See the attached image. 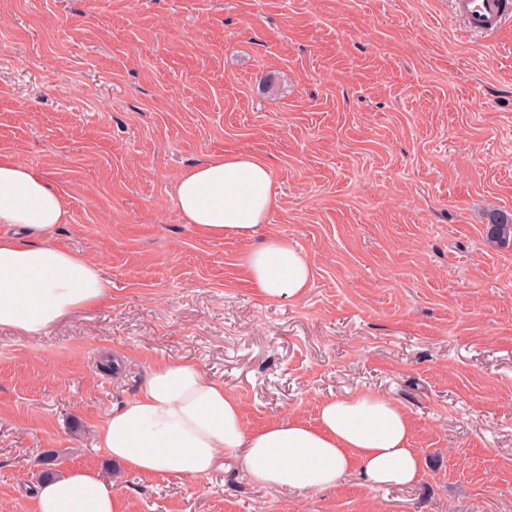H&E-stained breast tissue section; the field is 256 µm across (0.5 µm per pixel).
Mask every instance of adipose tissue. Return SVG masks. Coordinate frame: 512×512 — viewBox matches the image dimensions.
Here are the masks:
<instances>
[{"label": "adipose tissue", "instance_id": "adipose-tissue-1", "mask_svg": "<svg viewBox=\"0 0 512 512\" xmlns=\"http://www.w3.org/2000/svg\"><path fill=\"white\" fill-rule=\"evenodd\" d=\"M174 195L183 218L204 235L250 239L264 229L277 186L265 162L228 153L183 171ZM67 217L43 174L0 162V326L35 336L109 297L95 261L55 245ZM244 267L256 294L270 301L301 297L312 278L305 254L273 236L247 255ZM410 435L408 416L383 393L324 399L312 423L251 429L223 384L183 360L157 365L135 396L113 408L97 445L144 476L203 480L229 457L252 484L323 492L354 469L371 487L413 484L423 459ZM31 504L32 512H123L112 480L85 469L36 484Z\"/></svg>", "mask_w": 512, "mask_h": 512}]
</instances>
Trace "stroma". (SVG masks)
<instances>
[{
  "label": "stroma",
  "mask_w": 512,
  "mask_h": 512,
  "mask_svg": "<svg viewBox=\"0 0 512 512\" xmlns=\"http://www.w3.org/2000/svg\"><path fill=\"white\" fill-rule=\"evenodd\" d=\"M244 152L279 186L266 231L307 256L268 302L256 240L186 224L174 183ZM42 172L96 261L99 306L0 328V512H29L42 456L110 476L126 512H512V26L473 37L453 0H0V160ZM189 360L245 423L315 422L382 392L424 461L415 485L150 478L96 432L163 361ZM512 236V218L503 213H493L489 216L487 238L492 242L505 243Z\"/></svg>",
  "instance_id": "obj_1"
}]
</instances>
